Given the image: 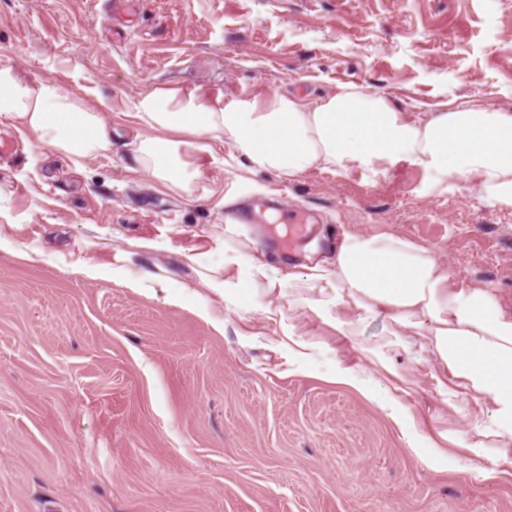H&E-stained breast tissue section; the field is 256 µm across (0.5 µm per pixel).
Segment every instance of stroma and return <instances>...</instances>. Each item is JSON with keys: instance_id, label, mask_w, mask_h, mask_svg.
Returning a JSON list of instances; mask_svg holds the SVG:
<instances>
[{"instance_id": "35a3bbf8", "label": "stroma", "mask_w": 512, "mask_h": 512, "mask_svg": "<svg viewBox=\"0 0 512 512\" xmlns=\"http://www.w3.org/2000/svg\"><path fill=\"white\" fill-rule=\"evenodd\" d=\"M2 63L103 98L131 135L158 84L512 107V0H140L117 26L108 0H0ZM124 158L0 154V512H512V464L485 475L471 445L481 404L385 312L347 336L291 288L220 301L201 280L228 244L284 280L385 231L512 308V212L409 163L240 179L218 145L196 159L212 195L186 197ZM258 193L311 213L308 236L227 227L225 199Z\"/></svg>"}]
</instances>
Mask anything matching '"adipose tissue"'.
Returning <instances> with one entry per match:
<instances>
[{"instance_id":"ef3b65f1","label":"adipose tissue","mask_w":512,"mask_h":512,"mask_svg":"<svg viewBox=\"0 0 512 512\" xmlns=\"http://www.w3.org/2000/svg\"><path fill=\"white\" fill-rule=\"evenodd\" d=\"M103 107L62 82L0 65V118L77 167L111 155L123 140L129 170L189 195L201 178L197 156L216 143L229 147L243 176L383 173L406 161L439 180L461 178L494 206L512 210L511 109L463 102L412 114L355 84L313 103L275 93L212 104L161 84L137 99L141 130L127 141ZM202 281L224 300L280 283L273 266L243 264L229 245L223 276ZM287 283L319 296L335 285L342 308L335 323L346 334L358 313L385 311L393 335L414 337L466 397L484 405L489 424L475 433L482 471L512 459V310L494 289L458 279L425 245L385 232L345 234L333 260L289 273Z\"/></svg>"}]
</instances>
